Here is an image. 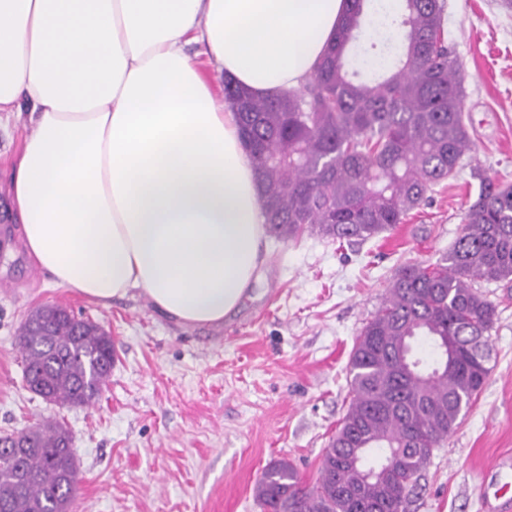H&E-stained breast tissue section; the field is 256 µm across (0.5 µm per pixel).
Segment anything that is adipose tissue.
I'll return each mask as SVG.
<instances>
[{
	"mask_svg": "<svg viewBox=\"0 0 512 512\" xmlns=\"http://www.w3.org/2000/svg\"><path fill=\"white\" fill-rule=\"evenodd\" d=\"M345 9L0 0V120L25 110L31 125L0 177L34 265L104 306L136 290L177 324L223 325L257 278L266 218L213 81L302 88Z\"/></svg>",
	"mask_w": 512,
	"mask_h": 512,
	"instance_id": "adipose-tissue-1",
	"label": "adipose tissue"
}]
</instances>
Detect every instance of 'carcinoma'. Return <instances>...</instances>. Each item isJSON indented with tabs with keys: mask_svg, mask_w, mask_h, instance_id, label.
<instances>
[{
	"mask_svg": "<svg viewBox=\"0 0 512 512\" xmlns=\"http://www.w3.org/2000/svg\"><path fill=\"white\" fill-rule=\"evenodd\" d=\"M350 7L299 90L275 97L224 80V103L251 147L266 229H306L338 243L365 241L405 222L452 178L470 150L460 65L443 27L446 0H404L399 66L371 82L346 69L366 0ZM462 230L434 265L402 268L356 337L349 406L303 484L270 462L255 487L263 512H406L434 448L460 424L489 374L495 306L473 283L512 280V185L477 174ZM27 388L47 403L91 406L115 346L99 325L59 305L19 328ZM22 448L0 447V512H71L77 486L72 437L57 420L34 423Z\"/></svg>",
	"mask_w": 512,
	"mask_h": 512,
	"instance_id": "carcinoma-1",
	"label": "carcinoma"
}]
</instances>
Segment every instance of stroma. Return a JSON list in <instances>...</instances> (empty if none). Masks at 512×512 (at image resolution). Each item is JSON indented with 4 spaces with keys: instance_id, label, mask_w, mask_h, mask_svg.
<instances>
[{
    "instance_id": "35a3bbf8",
    "label": "stroma",
    "mask_w": 512,
    "mask_h": 512,
    "mask_svg": "<svg viewBox=\"0 0 512 512\" xmlns=\"http://www.w3.org/2000/svg\"><path fill=\"white\" fill-rule=\"evenodd\" d=\"M444 28L464 75L471 149L432 202L378 237L339 244L314 231L265 235L249 297L220 327H184L134 294L103 307L33 267L0 193V432L66 425L78 461L74 512H260L254 487L274 460L313 481L348 404L355 336L398 270L441 260L460 234L474 171L512 185V0H447ZM404 33L355 41L347 68L369 81L404 50ZM496 308L487 381L435 448L406 512H490L512 497V288L476 282ZM61 305L112 334L116 360L89 407L43 401L23 382L17 331Z\"/></svg>"
}]
</instances>
